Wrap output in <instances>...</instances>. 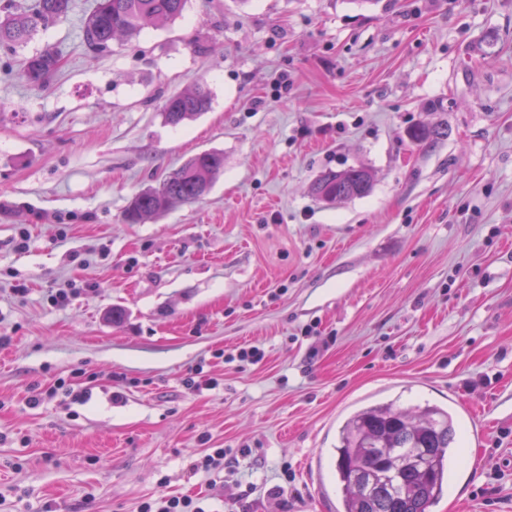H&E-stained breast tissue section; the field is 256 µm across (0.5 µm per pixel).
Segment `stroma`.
I'll return each instance as SVG.
<instances>
[{
    "label": "stroma",
    "instance_id": "obj_1",
    "mask_svg": "<svg viewBox=\"0 0 512 512\" xmlns=\"http://www.w3.org/2000/svg\"><path fill=\"white\" fill-rule=\"evenodd\" d=\"M93 4L27 44L48 86L0 53V512H336L339 429L389 400L459 421L431 512H512V0H187L99 54ZM204 150L203 199L123 221ZM351 166L369 194L316 200ZM206 448L235 474L190 473ZM61 56L52 48L45 47L22 59V71L30 84L45 87L60 67ZM210 104L209 91L203 86H197L167 98L162 105V112L167 124L178 126L206 112ZM193 504L192 498L171 496L153 502H143L140 506V512H205L202 507H193Z\"/></svg>",
    "mask_w": 512,
    "mask_h": 512
}]
</instances>
